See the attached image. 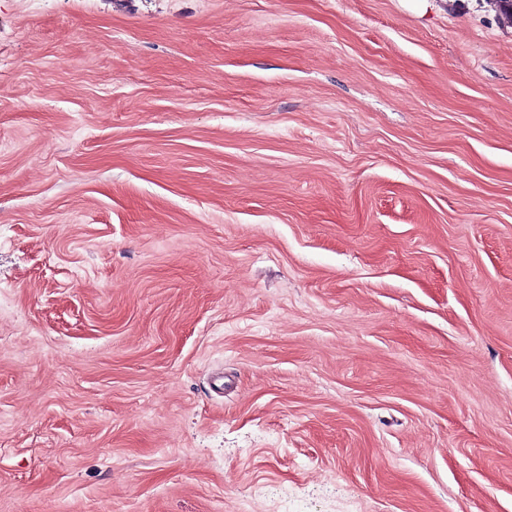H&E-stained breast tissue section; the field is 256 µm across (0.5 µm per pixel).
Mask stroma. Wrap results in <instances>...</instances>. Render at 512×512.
Here are the masks:
<instances>
[{
    "instance_id": "1",
    "label": "stroma",
    "mask_w": 512,
    "mask_h": 512,
    "mask_svg": "<svg viewBox=\"0 0 512 512\" xmlns=\"http://www.w3.org/2000/svg\"><path fill=\"white\" fill-rule=\"evenodd\" d=\"M512 512L493 0H0V512Z\"/></svg>"
}]
</instances>
